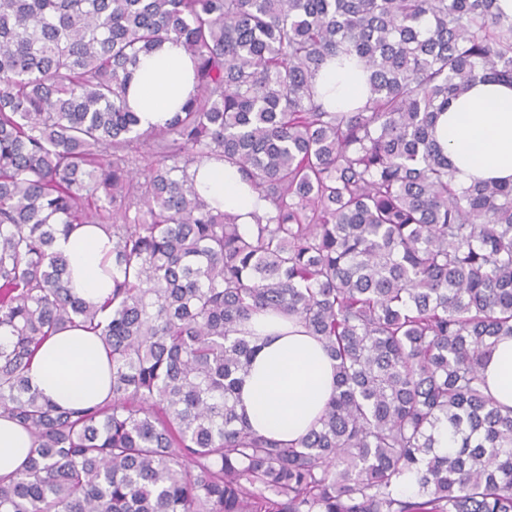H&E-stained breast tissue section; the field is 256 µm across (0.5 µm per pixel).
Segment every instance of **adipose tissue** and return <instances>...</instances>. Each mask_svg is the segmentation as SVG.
I'll return each instance as SVG.
<instances>
[{"instance_id":"obj_1","label":"adipose tissue","mask_w":512,"mask_h":512,"mask_svg":"<svg viewBox=\"0 0 512 512\" xmlns=\"http://www.w3.org/2000/svg\"><path fill=\"white\" fill-rule=\"evenodd\" d=\"M332 110L360 106L368 74L354 60L329 59L316 79ZM195 92V64L185 49L165 41L140 56L127 88L128 104L139 130L164 126ZM437 143L449 155L459 186L512 180V85L478 82L440 113ZM201 197L249 226L269 212V203L243 180L230 163L209 160L189 171ZM55 248L67 257L73 293L103 302L112 291V239L103 230L84 226L58 237ZM242 330L258 346L240 386L237 410L258 434L292 443L317 424L334 391L335 363L321 343L297 319L269 311L254 313ZM491 396L512 407V336L499 337L482 365ZM29 384L63 407L93 406L107 396L110 367L92 333L63 330L45 341L28 372ZM32 446L27 430L0 417V476L13 474Z\"/></svg>"}]
</instances>
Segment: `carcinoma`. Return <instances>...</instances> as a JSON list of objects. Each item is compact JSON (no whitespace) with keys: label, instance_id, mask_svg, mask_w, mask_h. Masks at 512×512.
<instances>
[{"label":"carcinoma","instance_id":"1","mask_svg":"<svg viewBox=\"0 0 512 512\" xmlns=\"http://www.w3.org/2000/svg\"><path fill=\"white\" fill-rule=\"evenodd\" d=\"M170 39L196 92L140 132L133 67ZM339 55L370 72L347 112L314 86ZM481 79L512 83L496 0H0V417L33 439L0 512H512V407L481 373L512 336V183L458 186L432 138ZM208 159L272 214L211 209L189 175ZM83 224L112 236L100 304L55 249ZM268 310L336 361L295 444L231 404L257 350L239 325ZM66 328L102 342L101 405L29 385Z\"/></svg>","mask_w":512,"mask_h":512}]
</instances>
